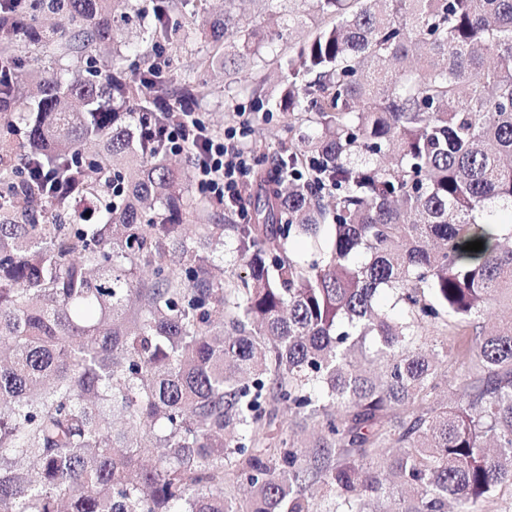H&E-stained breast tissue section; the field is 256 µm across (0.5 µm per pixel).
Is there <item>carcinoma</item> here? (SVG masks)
I'll return each instance as SVG.
<instances>
[{
    "mask_svg": "<svg viewBox=\"0 0 512 512\" xmlns=\"http://www.w3.org/2000/svg\"><path fill=\"white\" fill-rule=\"evenodd\" d=\"M113 2L0 9L10 69L140 62L60 67L26 116L22 76L0 83V512H476L512 487V321L486 330L512 306V0H257L262 29L235 0H155L146 44L222 46L260 98L268 56L288 71L289 189L258 172L254 224L201 223L115 118L197 85L117 41ZM25 156L71 189L15 179ZM226 245L245 275L215 274ZM17 71L23 77H26V80L20 83L19 87L20 102L28 104L33 100L35 81L41 77H50L53 71H56V68L55 65H51L47 56L32 51L22 54Z\"/></svg>",
    "mask_w": 512,
    "mask_h": 512,
    "instance_id": "obj_1",
    "label": "carcinoma"
}]
</instances>
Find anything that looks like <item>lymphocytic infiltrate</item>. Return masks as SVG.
I'll return each mask as SVG.
<instances>
[{"label": "lymphocytic infiltrate", "mask_w": 512, "mask_h": 512, "mask_svg": "<svg viewBox=\"0 0 512 512\" xmlns=\"http://www.w3.org/2000/svg\"><path fill=\"white\" fill-rule=\"evenodd\" d=\"M249 124L242 121L224 131H213L195 100L173 103L161 133L166 151L187 154L193 183L198 193L223 205L228 211L246 217L242 194L255 160L245 143Z\"/></svg>", "instance_id": "f902f5d3"}]
</instances>
